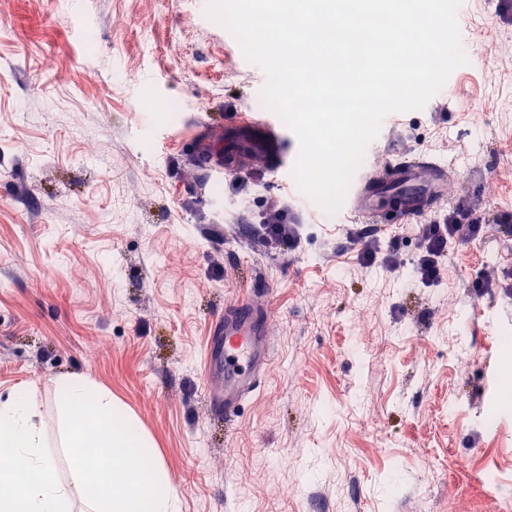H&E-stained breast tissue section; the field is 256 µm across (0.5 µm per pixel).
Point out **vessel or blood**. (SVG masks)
Instances as JSON below:
<instances>
[{
	"mask_svg": "<svg viewBox=\"0 0 512 512\" xmlns=\"http://www.w3.org/2000/svg\"><path fill=\"white\" fill-rule=\"evenodd\" d=\"M233 125L240 134L237 150L224 156L216 174L244 172V158L254 149L266 151L275 171L291 172L294 161L281 147L282 124L274 111L253 116L236 114ZM457 174L452 162L436 160L409 150L399 152L378 175L358 170L348 190L342 213L346 222L382 228L425 220ZM207 374H222L224 388L213 400L228 419H235L243 402L258 388L268 371L272 345L268 317L246 297L229 300L213 329Z\"/></svg>",
	"mask_w": 512,
	"mask_h": 512,
	"instance_id": "vessel-or-blood-1",
	"label": "vessel or blood"
}]
</instances>
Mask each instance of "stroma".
Wrapping results in <instances>:
<instances>
[{
	"mask_svg": "<svg viewBox=\"0 0 512 512\" xmlns=\"http://www.w3.org/2000/svg\"><path fill=\"white\" fill-rule=\"evenodd\" d=\"M68 2L0 0V396L34 388L52 435L58 377L108 389L154 442L179 512H512V23L498 0L458 18L453 102L396 114L365 154L374 169L404 148L453 161L438 211L484 219L432 288L413 224L371 238L381 252L402 238L394 270L360 265L362 241L305 210L299 247L247 231L198 163L224 150L211 126L229 109H266L264 72L240 68L223 26L189 0ZM245 178L254 210L292 198L263 156ZM485 272L496 285L474 292ZM238 295L266 309L273 355L231 430L204 356Z\"/></svg>",
	"mask_w": 512,
	"mask_h": 512,
	"instance_id": "obj_1",
	"label": "stroma"
}]
</instances>
